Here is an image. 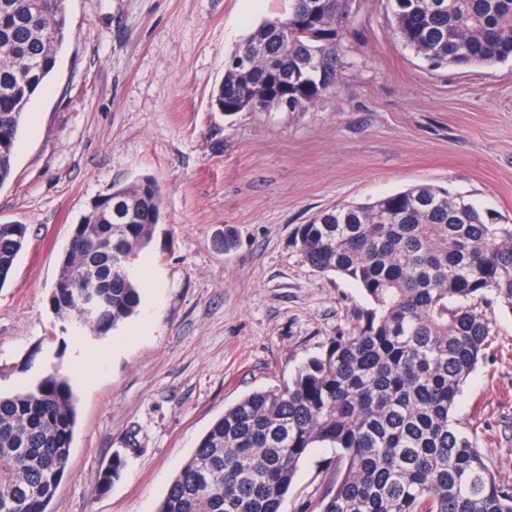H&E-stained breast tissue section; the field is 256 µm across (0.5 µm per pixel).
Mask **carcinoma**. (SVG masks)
Instances as JSON below:
<instances>
[{"instance_id":"1","label":"carcinoma","mask_w":512,"mask_h":512,"mask_svg":"<svg viewBox=\"0 0 512 512\" xmlns=\"http://www.w3.org/2000/svg\"><path fill=\"white\" fill-rule=\"evenodd\" d=\"M224 64L211 107L226 116L303 112L336 87L339 30L355 0H291ZM66 0H0V186L12 172L22 116L51 76L69 31ZM390 28L432 68L512 60V0H388ZM163 210L142 178L97 199L62 256L53 309L102 337L141 302L137 265ZM0 224V283L27 244ZM316 271L351 280L370 307L302 361L288 382L224 410L156 512H283L300 463L335 449L316 496L294 512H512L500 482L461 431V386L491 346L476 303L512 311V224L431 184L341 203L298 226ZM68 376L55 370L0 393V512H50L76 425ZM116 456L99 478L121 477Z\"/></svg>"}]
</instances>
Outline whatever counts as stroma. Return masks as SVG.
Segmentation results:
<instances>
[{"instance_id": "1", "label": "stroma", "mask_w": 512, "mask_h": 512, "mask_svg": "<svg viewBox=\"0 0 512 512\" xmlns=\"http://www.w3.org/2000/svg\"><path fill=\"white\" fill-rule=\"evenodd\" d=\"M290 0H66L69 38L33 98L0 223L28 242L0 286V389L59 370L78 419L50 512H154L212 423L295 367L368 301L306 263L294 231L321 209L431 183L512 224V62L429 68L391 36L387 0H355L341 78L304 112L212 111L224 62ZM164 196L140 268L141 304L84 347L49 295L73 227L112 187ZM236 244L224 247L225 229ZM492 346L454 417L512 485V313L483 306ZM121 479L100 493L113 456ZM334 449L301 463L284 504L321 484Z\"/></svg>"}]
</instances>
